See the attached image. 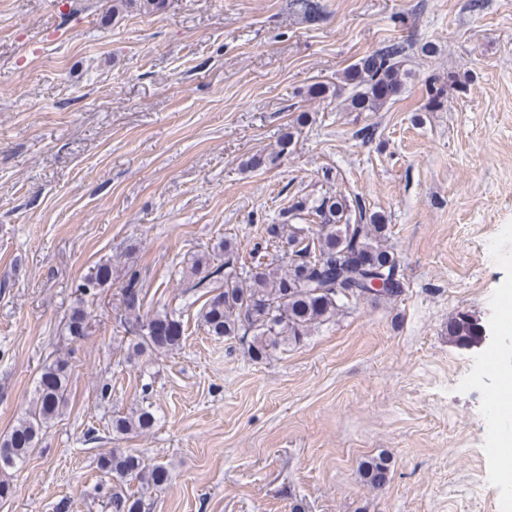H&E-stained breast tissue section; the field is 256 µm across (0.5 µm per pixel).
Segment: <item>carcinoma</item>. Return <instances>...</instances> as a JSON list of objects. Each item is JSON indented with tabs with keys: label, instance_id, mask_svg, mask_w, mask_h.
<instances>
[{
	"label": "carcinoma",
	"instance_id": "obj_1",
	"mask_svg": "<svg viewBox=\"0 0 512 512\" xmlns=\"http://www.w3.org/2000/svg\"><path fill=\"white\" fill-rule=\"evenodd\" d=\"M138 6L157 10L164 0H112V13ZM406 46L393 42L374 51L350 66L345 75L351 86L345 98L352 112H377L402 84L401 57ZM427 107L444 104L446 88L431 83L427 89ZM357 221H351V207L343 197L324 196L306 207L302 201L292 204L286 220L265 228L268 241L278 252L269 261L262 257L247 264L222 241L224 261L216 264L208 254L192 258L184 272L185 292L212 288L199 310L204 331L217 338L237 340L247 346L255 361L271 358L290 344H298L311 329L341 312L352 298L365 296L394 298L404 291L401 265L387 245V225L378 223L357 204ZM319 218L317 228L298 223L302 214ZM112 283V265H96L77 284L80 296L95 298ZM145 295L140 271L130 267L122 285L123 310L116 319L137 342L129 345L128 356L141 357L153 351H173L183 335L182 313L174 310L141 314ZM88 314L83 306L74 307L64 324L72 338L85 336ZM479 323L470 314H459L448 324L449 340L459 346L475 345ZM70 362L58 357L44 366L37 379L35 397L11 433L0 440V473L24 463L35 449L43 430L60 414L67 403ZM156 417L151 406H142L130 415L112 417V432L143 433L154 427ZM99 470L112 477V512H142L143 496L123 491V486L137 482L144 491L159 488L168 481L163 464L147 466L142 459L120 448L103 455ZM389 465L383 456L369 463L365 476L373 485L382 486L388 479Z\"/></svg>",
	"mask_w": 512,
	"mask_h": 512
}]
</instances>
